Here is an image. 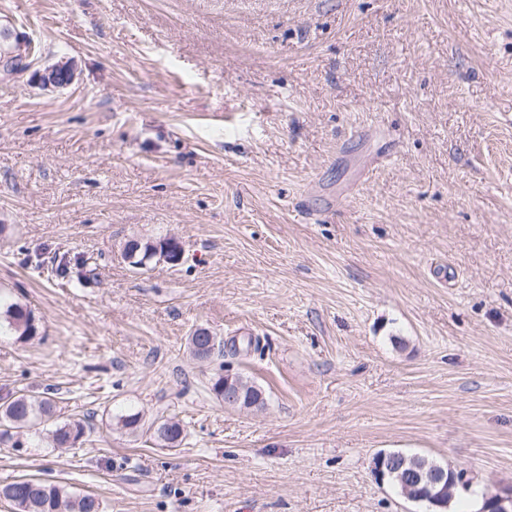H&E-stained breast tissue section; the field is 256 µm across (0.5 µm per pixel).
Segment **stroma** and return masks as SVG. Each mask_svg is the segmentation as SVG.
Segmentation results:
<instances>
[{
  "label": "stroma",
  "instance_id": "stroma-1",
  "mask_svg": "<svg viewBox=\"0 0 512 512\" xmlns=\"http://www.w3.org/2000/svg\"><path fill=\"white\" fill-rule=\"evenodd\" d=\"M1 32L38 47L0 71V293L39 332L0 336V395L94 429L0 447V482L423 512L372 475L399 450L512 488V0H0ZM169 237L178 264L121 257ZM199 327L259 348L197 361ZM221 365L264 407L219 403ZM130 409L180 447L101 422ZM234 381L239 383L242 390V400L237 404L239 408L261 407L265 404V392L260 386L248 380L243 375L233 374Z\"/></svg>",
  "mask_w": 512,
  "mask_h": 512
}]
</instances>
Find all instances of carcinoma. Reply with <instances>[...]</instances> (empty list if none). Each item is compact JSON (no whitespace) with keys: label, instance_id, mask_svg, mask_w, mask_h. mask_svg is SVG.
Listing matches in <instances>:
<instances>
[{"label":"carcinoma","instance_id":"1","mask_svg":"<svg viewBox=\"0 0 512 512\" xmlns=\"http://www.w3.org/2000/svg\"><path fill=\"white\" fill-rule=\"evenodd\" d=\"M182 250L173 238L158 241L129 240L124 245L122 255L133 268H144L150 262L164 257L172 258ZM5 329L17 336L20 341L33 339L38 333V325L33 313L18 302L0 298V330ZM205 338H213L218 352H224V342L203 329ZM202 336L193 332L188 337L192 356L207 361L214 353L207 351L201 341ZM234 381L242 390L239 408L261 407L265 404V392L260 386L241 374H234ZM116 425L135 434L139 431L150 433L166 448L178 447L184 439V427L172 417H155L143 421L141 412H128L117 417ZM90 423L82 420L61 418L57 401L49 393L9 392L0 397V446L24 448L33 438L46 434L53 447H73L86 434ZM464 488L462 475L452 473L448 485L442 489L444 502L451 503ZM0 500L10 503L14 512H104L103 502L94 494H77L62 485L48 483L40 478H22L0 484Z\"/></svg>","mask_w":512,"mask_h":512}]
</instances>
